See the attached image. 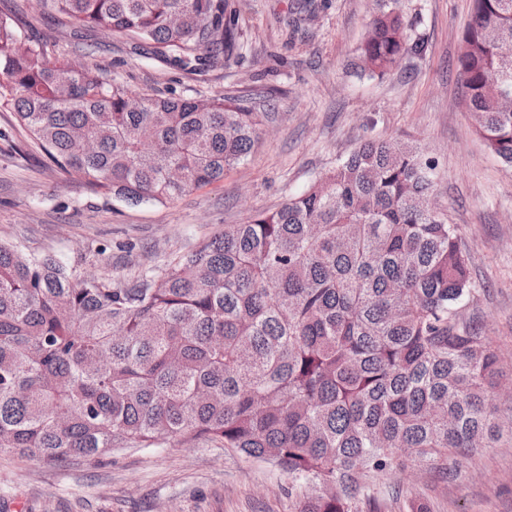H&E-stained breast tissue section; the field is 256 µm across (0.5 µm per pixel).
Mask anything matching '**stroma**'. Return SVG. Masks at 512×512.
Wrapping results in <instances>:
<instances>
[{"instance_id":"obj_1","label":"stroma","mask_w":512,"mask_h":512,"mask_svg":"<svg viewBox=\"0 0 512 512\" xmlns=\"http://www.w3.org/2000/svg\"><path fill=\"white\" fill-rule=\"evenodd\" d=\"M21 33L53 54L100 68L137 94L240 96L264 113L251 154L221 182L177 200L129 206L96 194L73 173L37 165L0 138V239L82 263L117 281L137 278L227 224L304 192L364 140L420 146L437 165L435 202L470 256L477 319L512 387V168L475 134L455 67L470 0H404L424 44L384 77L354 67L372 0H316L294 21V0H229L238 47L229 64L196 74L137 54L100 30L76 37L23 0ZM449 473L409 463L371 474L357 512H512V439L472 448ZM300 484L275 463L195 440L118 448L64 463L0 453V512H299Z\"/></svg>"}]
</instances>
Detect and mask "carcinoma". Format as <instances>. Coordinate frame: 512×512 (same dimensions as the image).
Returning <instances> with one entry per match:
<instances>
[{
	"mask_svg": "<svg viewBox=\"0 0 512 512\" xmlns=\"http://www.w3.org/2000/svg\"><path fill=\"white\" fill-rule=\"evenodd\" d=\"M0 6V106L94 192L164 203L224 180L258 138L244 100L134 95L25 40ZM77 35H128L182 71L237 46L228 0H40ZM357 48L384 76L421 51L403 0H376ZM512 0H472L456 65L476 134L512 167ZM434 163L361 143L300 195L132 283L0 241V452L98 458L216 441L306 487L300 512H353L367 473L446 469L504 433L503 369L460 310L469 254L434 203Z\"/></svg>",
	"mask_w": 512,
	"mask_h": 512,
	"instance_id": "1",
	"label": "carcinoma"
}]
</instances>
